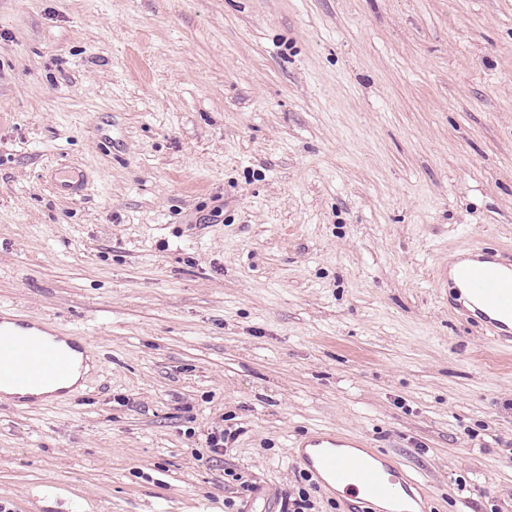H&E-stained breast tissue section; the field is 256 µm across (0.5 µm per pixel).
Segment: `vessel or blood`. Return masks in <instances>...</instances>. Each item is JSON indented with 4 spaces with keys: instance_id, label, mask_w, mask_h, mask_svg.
Here are the masks:
<instances>
[{
    "instance_id": "1",
    "label": "vessel or blood",
    "mask_w": 512,
    "mask_h": 512,
    "mask_svg": "<svg viewBox=\"0 0 512 512\" xmlns=\"http://www.w3.org/2000/svg\"><path fill=\"white\" fill-rule=\"evenodd\" d=\"M448 287V303L484 326L499 346L512 347V253L484 248L464 250L438 272ZM0 316V382L26 384L67 376L65 352L52 350L34 337L19 338ZM356 439L315 433L297 442L299 458L320 488L350 492L346 512H364L363 502L381 504V512H427L415 493L417 483L384 455H353Z\"/></svg>"
}]
</instances>
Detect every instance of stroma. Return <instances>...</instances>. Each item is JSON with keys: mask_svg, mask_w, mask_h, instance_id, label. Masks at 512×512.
Masks as SVG:
<instances>
[{"mask_svg": "<svg viewBox=\"0 0 512 512\" xmlns=\"http://www.w3.org/2000/svg\"><path fill=\"white\" fill-rule=\"evenodd\" d=\"M467 246L512 252V0H0V314L93 360L0 399V512H279L315 432L512 512Z\"/></svg>", "mask_w": 512, "mask_h": 512, "instance_id": "1", "label": "stroma"}]
</instances>
